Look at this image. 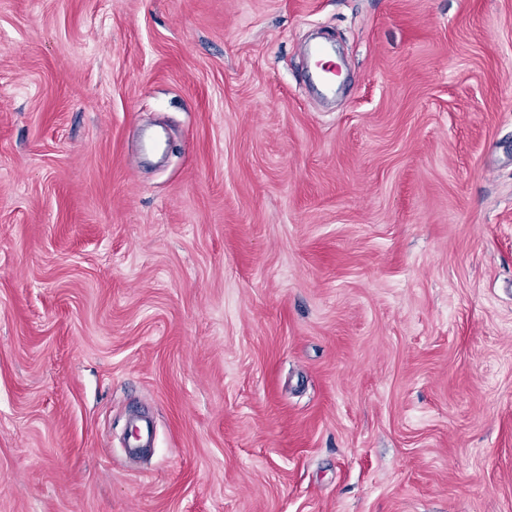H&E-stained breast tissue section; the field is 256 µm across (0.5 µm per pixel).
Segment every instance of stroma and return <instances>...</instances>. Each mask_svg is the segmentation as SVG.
Returning a JSON list of instances; mask_svg holds the SVG:
<instances>
[{
  "label": "stroma",
  "instance_id": "obj_1",
  "mask_svg": "<svg viewBox=\"0 0 512 512\" xmlns=\"http://www.w3.org/2000/svg\"><path fill=\"white\" fill-rule=\"evenodd\" d=\"M0 512H512V0H0Z\"/></svg>",
  "mask_w": 512,
  "mask_h": 512
}]
</instances>
